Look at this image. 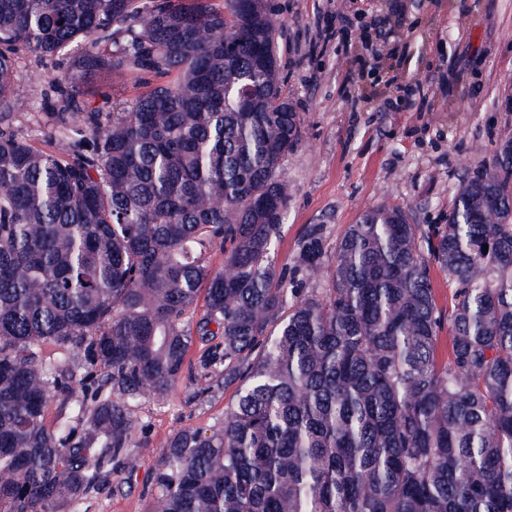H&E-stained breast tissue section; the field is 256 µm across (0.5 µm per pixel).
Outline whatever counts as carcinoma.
<instances>
[{"instance_id":"1","label":"carcinoma","mask_w":512,"mask_h":512,"mask_svg":"<svg viewBox=\"0 0 512 512\" xmlns=\"http://www.w3.org/2000/svg\"><path fill=\"white\" fill-rule=\"evenodd\" d=\"M276 34L268 0H0V512H74L196 339V397L219 371L235 400L168 440L154 512H512V153L460 182L446 224L381 204L331 251L308 225L279 265L302 131ZM75 46L39 148L16 60ZM105 71L156 83L95 100ZM432 284L435 292L436 301L440 309L448 314L453 303L454 287L448 285V276H445L438 269L432 270Z\"/></svg>"}]
</instances>
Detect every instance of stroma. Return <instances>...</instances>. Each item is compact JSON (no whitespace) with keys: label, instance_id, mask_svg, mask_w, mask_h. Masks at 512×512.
<instances>
[{"label":"stroma","instance_id":"stroma-1","mask_svg":"<svg viewBox=\"0 0 512 512\" xmlns=\"http://www.w3.org/2000/svg\"><path fill=\"white\" fill-rule=\"evenodd\" d=\"M279 26L283 94L303 117L284 162L291 200L277 243L292 261L305 227L336 243L366 208L389 203L415 223L442 224L461 178L512 141V0H269ZM351 16L353 26L341 23ZM48 73L30 57L14 75L18 122L40 137ZM205 346L166 398L130 407L131 464L113 471L78 512H150L169 437L224 419L232 391L192 396Z\"/></svg>","mask_w":512,"mask_h":512}]
</instances>
